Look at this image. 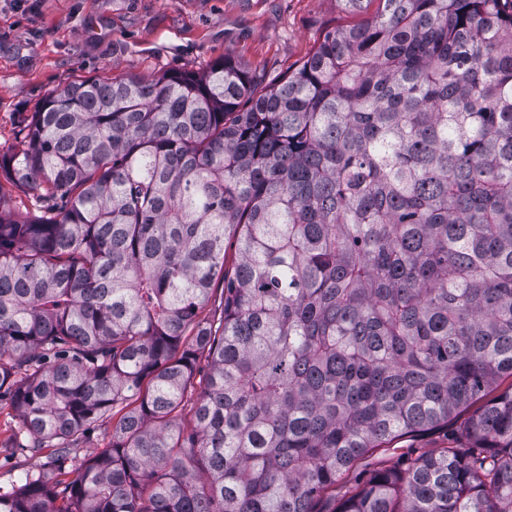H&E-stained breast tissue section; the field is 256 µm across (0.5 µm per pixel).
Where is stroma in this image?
Listing matches in <instances>:
<instances>
[{
  "instance_id": "35a3bbf8",
  "label": "stroma",
  "mask_w": 512,
  "mask_h": 512,
  "mask_svg": "<svg viewBox=\"0 0 512 512\" xmlns=\"http://www.w3.org/2000/svg\"><path fill=\"white\" fill-rule=\"evenodd\" d=\"M361 21L337 0H0V154L20 148L23 124L71 82L200 72L231 56L267 87L327 30ZM469 415L462 410L445 426L370 451L337 480L331 497L344 500L376 470L458 444Z\"/></svg>"
}]
</instances>
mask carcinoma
<instances>
[{
  "instance_id": "cac0c4a2",
  "label": "carcinoma",
  "mask_w": 512,
  "mask_h": 512,
  "mask_svg": "<svg viewBox=\"0 0 512 512\" xmlns=\"http://www.w3.org/2000/svg\"><path fill=\"white\" fill-rule=\"evenodd\" d=\"M378 2L263 90L228 56L70 83L0 155L46 202L0 183V447L52 449L0 512H319L479 399L329 512H512V0ZM9 194L8 201L14 213L20 216L39 214L38 208L41 202L38 200V192L28 187L6 185ZM482 402L477 401L473 406L458 412L448 421V427L446 425L400 436L383 448H376L365 454L352 470L336 481V487L328 492L333 499L336 497V508L350 492L358 486H363L374 471L404 468L408 458L432 452L437 448L464 443L460 438L466 421ZM112 441V418H105L87 437L82 440L77 448H73L72 456L76 457L78 462L85 461L96 454L103 448H106Z\"/></svg>"
}]
</instances>
